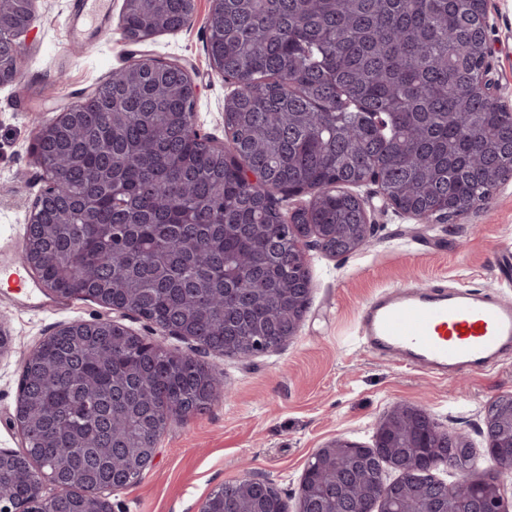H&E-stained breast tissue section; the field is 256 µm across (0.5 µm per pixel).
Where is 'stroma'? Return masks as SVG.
I'll return each mask as SVG.
<instances>
[{"label":"stroma","mask_w":512,"mask_h":512,"mask_svg":"<svg viewBox=\"0 0 512 512\" xmlns=\"http://www.w3.org/2000/svg\"><path fill=\"white\" fill-rule=\"evenodd\" d=\"M79 0H38V22L23 40L24 96L0 88V255L18 256L29 210L40 188L30 149L36 126L81 101L122 66L132 46L120 28L122 0H112L105 25L86 45L73 44L69 23ZM212 0H194L189 27L144 43L152 55L187 65L199 87V133L222 143L224 98L230 88L211 64L206 22ZM490 77L512 100V0H488ZM371 205L367 246L326 256L308 245L312 292L300 331L279 349L248 359L196 352L224 381V396L209 411L170 426L141 480L109 492L112 512H198L215 488L243 474L274 483L296 512L305 465L332 439L371 445L374 427L392 407H423L444 430L471 444L473 469L489 464L482 433L485 411L512 392V357L494 370L435 379L402 363L378 358L359 340V317L373 297L401 286L474 288L512 299L502 275L512 255V178L489 203L446 223L421 224ZM92 300H61L37 286L34 297L7 293L0 284V329L11 338L0 356V448L17 449L14 423L25 354L58 326L108 317Z\"/></svg>","instance_id":"1"}]
</instances>
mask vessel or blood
<instances>
[{
	"label": "vessel or blood",
	"mask_w": 512,
	"mask_h": 512,
	"mask_svg": "<svg viewBox=\"0 0 512 512\" xmlns=\"http://www.w3.org/2000/svg\"><path fill=\"white\" fill-rule=\"evenodd\" d=\"M361 326L369 351L438 378L512 353V301L479 290L395 289L366 306Z\"/></svg>",
	"instance_id": "b4317fda"
}]
</instances>
